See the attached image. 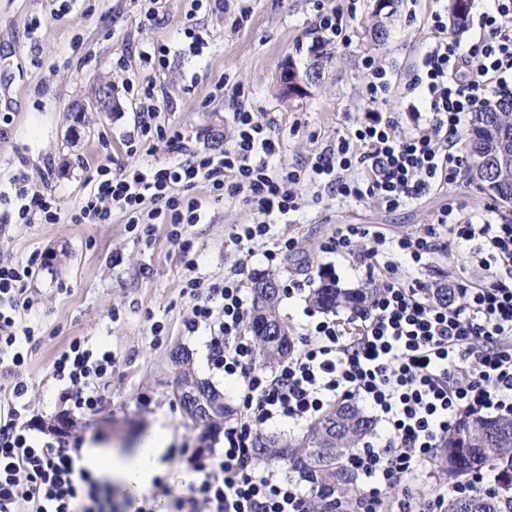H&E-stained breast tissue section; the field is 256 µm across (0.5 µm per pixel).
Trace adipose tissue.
Returning <instances> with one entry per match:
<instances>
[{
	"label": "adipose tissue",
	"mask_w": 512,
	"mask_h": 512,
	"mask_svg": "<svg viewBox=\"0 0 512 512\" xmlns=\"http://www.w3.org/2000/svg\"><path fill=\"white\" fill-rule=\"evenodd\" d=\"M169 442L168 429L159 420L131 450L86 447L83 464L95 474L111 478L127 495L137 498L160 472L161 457Z\"/></svg>",
	"instance_id": "ef3b65f1"
}]
</instances>
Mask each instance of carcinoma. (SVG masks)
<instances>
[{
    "mask_svg": "<svg viewBox=\"0 0 512 512\" xmlns=\"http://www.w3.org/2000/svg\"><path fill=\"white\" fill-rule=\"evenodd\" d=\"M469 7L470 0H449L448 21L453 32L465 27ZM469 138L474 164H496L502 148L512 146V97L491 100L475 113ZM498 176L495 196L509 207L512 163L499 169ZM371 295L370 288L347 290L323 283L313 290L311 301L324 312H336L363 308ZM278 299L274 277L267 274L253 279L250 332L262 366L288 357L293 350L288 329L279 316ZM231 415L232 409L226 404L224 412L202 421L207 435L216 434ZM373 430L371 417L357 404L343 401L315 419L298 443L293 445L258 433L253 439V451L262 459L287 463L308 483L316 497L314 512H320L330 497L352 508L357 502L359 473L351 465V458ZM431 466L452 485L465 484L474 470L492 468L500 472L497 490L450 496L445 512H505V503H512V418L463 412L457 427L432 457Z\"/></svg>",
    "mask_w": 512,
    "mask_h": 512,
    "instance_id": "obj_1",
    "label": "carcinoma"
}]
</instances>
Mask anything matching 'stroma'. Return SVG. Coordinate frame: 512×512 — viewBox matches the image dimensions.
I'll return each instance as SVG.
<instances>
[{
  "label": "stroma",
  "mask_w": 512,
  "mask_h": 512,
  "mask_svg": "<svg viewBox=\"0 0 512 512\" xmlns=\"http://www.w3.org/2000/svg\"><path fill=\"white\" fill-rule=\"evenodd\" d=\"M321 3L329 9L351 5L349 0H201L197 6L192 0H0V114L11 118L0 136V191L9 188L8 173L23 171L33 189L55 195L67 217L89 193L91 169L105 158L125 166L181 163V156L160 142L150 151L127 152V142L140 137L143 110L128 88L148 80L158 94L155 124L180 128L200 151L219 154L228 146L238 103L273 119L278 147L269 167L275 171L310 166L370 109L405 113L409 71L435 36L430 15L444 12L448 0H395L381 42L370 34L375 0H358L350 45L331 43L334 57L323 80L309 85L302 97L283 98L280 66L289 59L300 67L308 63ZM151 7L163 14L161 24H141ZM244 7L251 15L235 27ZM189 20L206 40L197 53L183 34ZM160 45L169 49L163 67L146 58ZM367 57L392 76L389 94L375 107L365 97ZM105 83L112 87V108L102 112L92 102ZM175 192L200 203L201 219L188 228L193 248L187 254L165 225L148 241L117 209L108 224H18L11 239L0 243V260L22 265L43 260L26 285L32 306L22 314L39 339L16 369L28 385L25 401L34 427L52 439L53 420L65 414L73 420L69 437L86 444L118 439L129 447L164 419L171 442L159 480L174 496L189 492L179 450L199 448L200 439L174 396L180 367L173 349L185 348L196 375L219 389L232 410L240 408L237 382L211 365L208 331L187 329L186 278L210 285L237 270L247 286L271 273L283 287L294 280L317 286L321 268L331 262L340 288H360V273L320 249L337 225L368 224L394 235L422 228L447 207L479 213L491 201L463 178L395 210L371 198L346 203L323 185L307 182L300 189L301 209L270 227L271 238L292 236L298 247L270 262L263 256L265 243L244 248L233 241L236 228L257 219L242 197L217 196L204 183L179 185ZM115 253L121 257L116 264ZM76 339L111 350L114 358L101 402L87 413L65 408L49 375L55 358Z\"/></svg>",
  "instance_id": "obj_1"
}]
</instances>
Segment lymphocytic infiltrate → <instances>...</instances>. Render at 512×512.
I'll return each mask as SVG.
<instances>
[{"instance_id": "obj_1", "label": "lymphocytic infiltrate", "mask_w": 512, "mask_h": 512, "mask_svg": "<svg viewBox=\"0 0 512 512\" xmlns=\"http://www.w3.org/2000/svg\"><path fill=\"white\" fill-rule=\"evenodd\" d=\"M478 39L445 38L441 13H433L436 38L412 67L406 87L415 122L403 132L393 113L363 123L354 133L327 145L307 168L270 171L276 149L272 120L245 106L233 114L234 133L223 154L189 148L182 132L151 123L155 86L145 82L137 95L146 106L140 122L145 141H159L184 155L177 166L113 169L97 165L93 188L71 214L74 224L110 223L113 209L131 228L151 237L169 226L184 251L192 243L188 225L199 223L195 200L175 195V185L203 181L214 192L243 196L261 214L233 235L236 245L266 240L269 217L300 209L298 186L308 180L334 189L343 200L376 199L396 209L433 187L457 183L472 164L462 145L469 114L489 98L512 94V0H487L468 17ZM476 73H468L470 61ZM360 176L350 177L352 168ZM10 193H0V238L13 225L56 224L61 210L54 195L32 190L25 173L13 174ZM158 207L142 213L144 198ZM462 247L482 274L471 283L465 270L450 282L466 297L458 306L430 303L429 281L411 276L435 255ZM324 253L363 271L374 293L367 307L346 319L309 324L301 350L266 373L245 333L247 300L241 279L204 286L189 279L183 290L192 303L189 329L210 331L211 363L241 388L242 417L224 430V451L205 458L195 449L180 454L199 479L185 496L172 498L169 512H312L311 496L280 471L260 467L252 441L263 425L281 418L298 422L318 417L331 403L357 399L382 423L375 440L353 455L366 479L361 512H444L447 493L424 494L417 482L426 462L456 425L462 409L512 416V224L498 220L494 205L463 216L446 209L415 233L390 237L364 224H342L322 245ZM32 266L0 260V369L24 361L35 331L20 313L28 309L25 282ZM112 353L73 341L52 363L61 386L59 399L82 411L101 400L100 385L112 371ZM27 391L12 387L6 418L0 419V512H103L98 479L82 466L81 442L71 446L33 438L22 422ZM397 497H389L390 489Z\"/></svg>"}]
</instances>
